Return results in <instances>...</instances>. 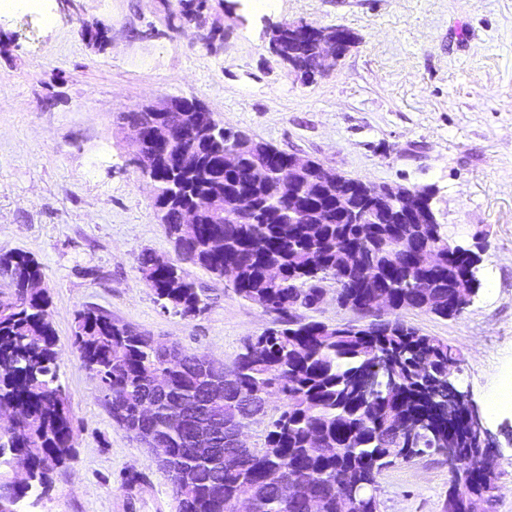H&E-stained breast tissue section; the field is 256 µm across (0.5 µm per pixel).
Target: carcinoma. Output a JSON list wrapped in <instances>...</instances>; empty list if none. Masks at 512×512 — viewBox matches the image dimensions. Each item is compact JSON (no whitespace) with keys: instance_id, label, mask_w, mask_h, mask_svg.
<instances>
[{"instance_id":"obj_1","label":"carcinoma","mask_w":512,"mask_h":512,"mask_svg":"<svg viewBox=\"0 0 512 512\" xmlns=\"http://www.w3.org/2000/svg\"><path fill=\"white\" fill-rule=\"evenodd\" d=\"M205 0L166 4L169 26H188ZM271 42L289 43L309 69L319 56L314 40H290L288 22L273 25ZM166 120L180 163L151 164L165 211V227L176 254L233 284L242 298L277 313L279 326L245 340L232 369L208 365L202 355L174 361L169 351L145 332L92 308L75 316L73 346L93 372L112 419L134 436H150L182 459L190 480L169 475L181 512H232L244 495L257 512H308L307 497L320 498L321 512H379L377 476L401 459L426 452L453 451L458 459L474 457L481 441L474 435L467 408L445 401L448 366L459 352L423 335L401 318L419 309L441 318L463 312L454 284L466 270L472 250L448 246L437 224H385V206L360 197L357 205L371 228L367 238L356 224L336 222V190L324 193L315 182L297 189L331 205L317 222L304 215L288 222V188L258 177L253 154L272 145L251 140L239 165L220 168L224 148L237 146L240 133L219 126L214 115L191 122L184 112ZM200 206L196 224L179 223L181 210ZM139 271L162 309L194 316L206 305L205 289L187 278L180 266L160 264L146 252ZM0 406L12 409V431H0V512H23L22 502L45 492L50 473L74 457L72 418L59 382V352L49 318V296L30 284L43 280L41 264L22 250L0 253ZM332 280L341 306L370 314V295L387 294L392 317L338 329L321 321L288 319L297 307L313 308ZM387 371L383 390L366 399L362 378ZM168 381L157 393L152 375ZM285 404L265 432L262 447L237 448L224 433V422L237 417L248 424L266 413L270 389ZM150 399L154 413L137 412ZM214 420L212 447L195 456L192 428L197 416ZM413 447L403 457L393 449ZM18 462L26 478L16 479ZM271 471L297 472L305 486L284 501L266 481ZM496 484L481 470L456 474L445 512H466L473 499L489 509Z\"/></svg>"}]
</instances>
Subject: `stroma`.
Instances as JSON below:
<instances>
[{"label":"stroma","instance_id":"obj_1","mask_svg":"<svg viewBox=\"0 0 512 512\" xmlns=\"http://www.w3.org/2000/svg\"><path fill=\"white\" fill-rule=\"evenodd\" d=\"M204 14L223 40L172 31L159 0L0 5V253L22 250L43 267L75 433L74 459L27 512H175L166 474L113 421L73 346L79 310L228 368L247 337L279 321L190 262L185 275L210 296L195 316L164 312L142 278L143 252H175L120 115L170 97L348 177L432 189L441 234L479 254L482 285L458 317L402 318L459 351L451 380L494 445L493 512H512V410H486L493 385L512 376V0H271L231 17L209 0ZM282 20L342 26L357 42L307 83L269 49L265 29ZM87 23L107 28L106 45L82 39ZM324 287L295 319L359 322L335 284ZM378 485L380 512H443L451 475L443 457L424 455L385 467Z\"/></svg>","mask_w":512,"mask_h":512}]
</instances>
